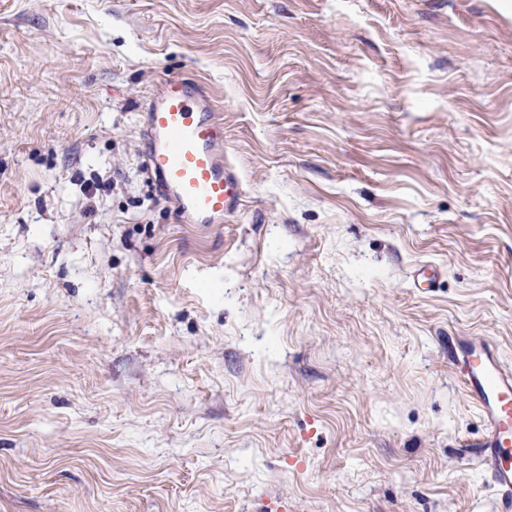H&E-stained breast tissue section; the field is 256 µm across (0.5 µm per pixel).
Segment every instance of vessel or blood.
Returning a JSON list of instances; mask_svg holds the SVG:
<instances>
[{"mask_svg": "<svg viewBox=\"0 0 512 512\" xmlns=\"http://www.w3.org/2000/svg\"><path fill=\"white\" fill-rule=\"evenodd\" d=\"M144 164L181 223L220 224L241 206L240 180L224 160V131L212 99L195 82L164 79L146 103ZM452 365L484 428L476 457L512 512V366L485 336L448 339Z\"/></svg>", "mask_w": 512, "mask_h": 512, "instance_id": "1", "label": "vessel or blood"}]
</instances>
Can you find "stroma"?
<instances>
[{
	"instance_id": "1",
	"label": "stroma",
	"mask_w": 512,
	"mask_h": 512,
	"mask_svg": "<svg viewBox=\"0 0 512 512\" xmlns=\"http://www.w3.org/2000/svg\"><path fill=\"white\" fill-rule=\"evenodd\" d=\"M168 77L223 223L143 166ZM459 335L512 362V0H0V512H497ZM144 164L181 224H220L242 202L240 180L224 161L222 119L195 82L164 79L146 103Z\"/></svg>"
}]
</instances>
